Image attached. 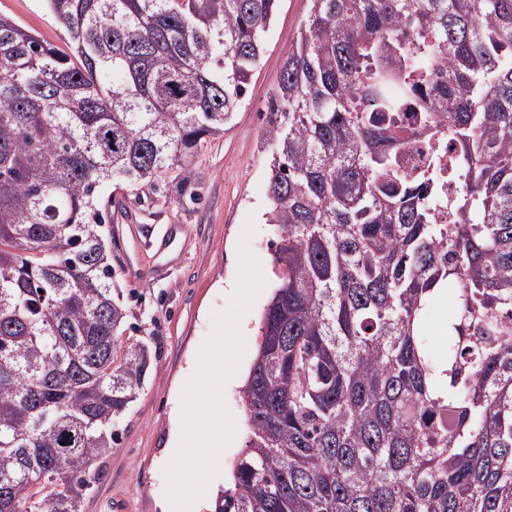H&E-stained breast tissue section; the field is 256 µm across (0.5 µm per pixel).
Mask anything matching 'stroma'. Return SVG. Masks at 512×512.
<instances>
[{"label":"stroma","instance_id":"1","mask_svg":"<svg viewBox=\"0 0 512 512\" xmlns=\"http://www.w3.org/2000/svg\"><path fill=\"white\" fill-rule=\"evenodd\" d=\"M309 9V0H281L266 34V52L240 108L224 134L204 144L192 161L197 203L180 205L179 189L172 184L158 185L147 195L112 184L96 197L100 206L119 204L142 227L137 244L131 235H115L112 224L104 230L112 285L121 290L128 313L124 335L148 344L152 358L143 388L114 427L112 449L101 460L100 479L85 498L83 512H162L165 469L178 429L174 409L181 405L189 373L197 368L200 351L215 330V315L231 307L224 282L239 273V245L250 224L254 232L249 250L260 264L264 286L239 321L244 353L223 391L235 433L221 452L224 463L210 485L219 489L229 479L248 430L239 390L255 355L259 316L275 282L269 261L277 236L263 217L268 155L260 139L269 92ZM0 13L65 48L67 34L45 0H0Z\"/></svg>","mask_w":512,"mask_h":512}]
</instances>
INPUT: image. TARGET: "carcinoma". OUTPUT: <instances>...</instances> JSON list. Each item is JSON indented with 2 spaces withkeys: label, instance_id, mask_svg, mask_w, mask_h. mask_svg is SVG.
I'll use <instances>...</instances> for the list:
<instances>
[{
  "label": "carcinoma",
  "instance_id": "carcinoma-1",
  "mask_svg": "<svg viewBox=\"0 0 512 512\" xmlns=\"http://www.w3.org/2000/svg\"><path fill=\"white\" fill-rule=\"evenodd\" d=\"M45 2L67 52L0 13V512H81L151 363L96 192L194 183L279 4ZM310 2L268 100L278 283L212 512H512V0ZM431 141L428 142L426 136H419L413 139L404 152V157L408 166L427 164L431 154Z\"/></svg>",
  "mask_w": 512,
  "mask_h": 512
}]
</instances>
